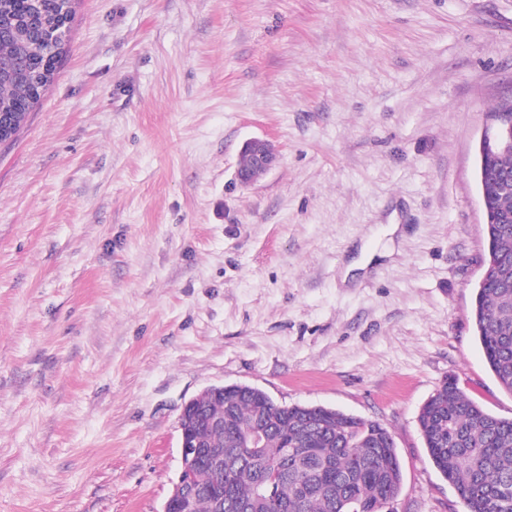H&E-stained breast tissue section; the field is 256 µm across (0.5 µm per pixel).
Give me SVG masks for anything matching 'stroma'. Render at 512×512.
<instances>
[{
    "label": "stroma",
    "mask_w": 512,
    "mask_h": 512,
    "mask_svg": "<svg viewBox=\"0 0 512 512\" xmlns=\"http://www.w3.org/2000/svg\"><path fill=\"white\" fill-rule=\"evenodd\" d=\"M510 100L512 0H74L0 145V512H160L232 384L384 425V512H465L417 416L453 379L512 417L472 316ZM277 157L271 144L266 140L252 139L244 144L240 152L237 178L249 185L270 170Z\"/></svg>",
    "instance_id": "35a3bbf8"
}]
</instances>
